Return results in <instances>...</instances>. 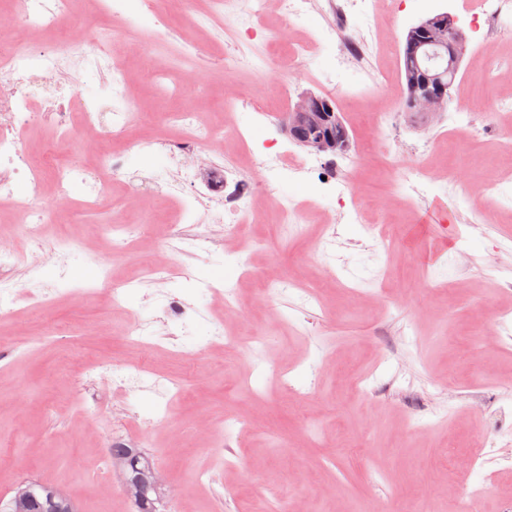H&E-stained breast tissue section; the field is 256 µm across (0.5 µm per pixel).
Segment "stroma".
<instances>
[{
    "mask_svg": "<svg viewBox=\"0 0 512 512\" xmlns=\"http://www.w3.org/2000/svg\"><path fill=\"white\" fill-rule=\"evenodd\" d=\"M466 0H389L377 14L353 15L351 29L365 48L363 59L335 64L338 42L321 37L332 16L322 0L294 21L295 37L311 41L308 56L293 67L289 100L310 90L332 97L352 139L335 163L354 183L358 222H339L337 203L316 175L285 178L264 189L251 210L249 238L238 242L256 271L288 272L315 285L305 299L289 291L264 313L254 284L221 249L198 253L193 280L174 286L193 301L195 323L178 348L156 342L131 346L132 319L151 321L156 303L147 299L155 285L141 268L156 247L180 250L174 232L177 198L148 189L131 201L132 188L117 185L99 215L145 226L136 249L118 260L117 278L130 283L119 306L99 302L76 306L71 291L97 275L87 255L108 247L90 223L73 222L59 207L43 230L44 239L70 233L84 248L69 261L58 281L53 257L38 272L10 270L21 288L15 304L0 314V500H9L23 482L36 480L63 491L78 512H136L123 487L103 496L99 487L103 457L112 435L127 429L119 413L130 403L146 416L136 442L166 472L159 512L182 501L188 512H261L265 503H304L308 512H433L470 496L485 494L479 512H503L512 502V443L487 449L482 466L468 462L473 438L499 405L512 406V335H501L500 310L512 307V207L485 183L496 176L512 180V84L491 83L476 51H469L451 88L447 112L423 124L395 111L391 93L401 89L400 50L408 29L440 12L468 28ZM206 95L185 96L183 108L207 122L233 113L245 126L249 144L272 138L282 150L307 162L322 158L295 145L281 124L251 123L246 102L275 97L279 73L242 68L231 76L210 69L200 55ZM335 70V84L325 74ZM469 110V125L459 113ZM392 113L389 125L373 131L372 118ZM425 167L433 181L424 197L392 188L387 163ZM467 171L471 195L445 190L449 169ZM298 210L303 233L281 243L276 229L280 207ZM338 236L328 240L326 229ZM386 240H369L368 226ZM238 289L235 317L224 315L220 296L197 288V279ZM38 281L58 282L53 307L41 303ZM365 291L362 300L349 288ZM249 341L255 332L268 341L245 354L221 349L196 360L188 352L202 343L213 323ZM108 359L141 362L171 376L178 391L158 398L150 391L117 398L111 388L91 382L84 364ZM285 369L295 386H309L302 398L285 405L283 386L268 366ZM254 377V392L241 379ZM213 422L212 435L196 436V417ZM254 418L253 427L226 436L229 417ZM282 440L273 443L271 430ZM224 441L216 457L213 438ZM212 479L199 483L198 471Z\"/></svg>",
    "mask_w": 512,
    "mask_h": 512,
    "instance_id": "35a3bbf8",
    "label": "stroma"
}]
</instances>
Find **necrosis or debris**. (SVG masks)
<instances>
[{
  "instance_id": "obj_1",
  "label": "necrosis or debris",
  "mask_w": 512,
  "mask_h": 512,
  "mask_svg": "<svg viewBox=\"0 0 512 512\" xmlns=\"http://www.w3.org/2000/svg\"><path fill=\"white\" fill-rule=\"evenodd\" d=\"M378 2L325 0L336 21L322 35L338 40L343 59L354 60L360 54L359 42L348 29L351 15L372 13ZM193 6L199 15L231 25L238 42L248 43L258 36L251 23L234 11L233 0H141L140 13L133 22L126 16L124 0H11L0 7V40L19 31L26 35L24 41L0 47V194L10 197L17 187L25 188L21 222L32 242L41 243V226L56 207L73 203L80 215L94 213L114 181L136 180L127 163L129 151L150 152L161 147L172 168L164 181L151 175L146 181L180 199L178 233L185 246L179 256L164 254L152 261L146 273L153 281H168L178 273L189 275L188 260L196 252L225 244L245 230L248 212L262 185L307 172L306 164L280 150L276 141L266 139L254 149L264 169L262 180L248 174L235 179L228 189L223 171L216 170L212 185L198 194L191 190L195 174L209 166L200 146L223 143L225 128L201 122L194 112H166L164 125L179 130V137L136 136L137 116L128 96L126 60L142 58L144 74L166 98L177 99L186 91L204 88L199 68L191 63L197 43L187 37L178 43L171 40L173 16ZM509 19L512 0H481L469 14L478 46L489 42L491 26ZM129 25L150 34L156 45L172 50L180 63L178 71L170 72L158 54L142 53L135 41L118 44L117 33ZM91 79L102 92L88 98L83 88ZM42 122L49 124L52 134L49 150L37 160L29 152L27 133ZM98 232L110 249L92 255L98 277L82 297L93 303L104 294L116 306L123 299L124 285L113 277L112 261L126 254L142 229L117 222L99 226ZM190 308L185 299L169 294L157 322L132 323L130 342L141 344L160 332L171 340L186 335ZM92 374L126 394L145 384L148 371L140 363L115 366L100 361Z\"/></svg>"
}]
</instances>
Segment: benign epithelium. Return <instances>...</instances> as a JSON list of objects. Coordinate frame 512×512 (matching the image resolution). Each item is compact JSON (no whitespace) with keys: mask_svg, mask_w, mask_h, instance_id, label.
I'll use <instances>...</instances> for the list:
<instances>
[{"mask_svg":"<svg viewBox=\"0 0 512 512\" xmlns=\"http://www.w3.org/2000/svg\"><path fill=\"white\" fill-rule=\"evenodd\" d=\"M406 43L417 61L406 111L437 118L451 101L452 78L467 55L466 36L454 18L433 15L408 29ZM338 121L340 116L332 98L304 91L283 120V129L300 147L335 156L349 148L347 142L336 140L333 133Z\"/></svg>","mask_w":512,"mask_h":512,"instance_id":"1","label":"benign epithelium"}]
</instances>
